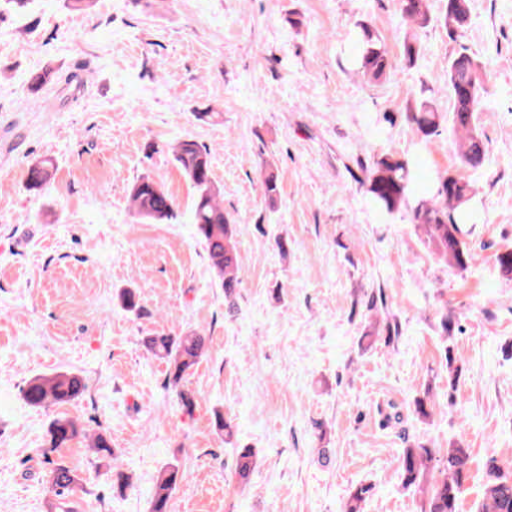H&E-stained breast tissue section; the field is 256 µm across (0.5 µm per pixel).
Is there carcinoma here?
Wrapping results in <instances>:
<instances>
[{
	"label": "carcinoma",
	"mask_w": 512,
	"mask_h": 512,
	"mask_svg": "<svg viewBox=\"0 0 512 512\" xmlns=\"http://www.w3.org/2000/svg\"><path fill=\"white\" fill-rule=\"evenodd\" d=\"M401 13L406 20L425 26L431 22L427 0H401ZM469 18L468 0H448L445 22L455 28L463 27ZM356 63L368 78L379 80L390 73L393 64L386 44L367 25H360L357 34ZM481 66L466 52L461 51L448 61V88L452 99V122L461 132L457 142L462 165L477 169L484 163L486 146L476 131L477 112L482 103L484 87ZM439 111L430 102L410 113L408 119L425 137L438 132ZM174 161L190 181L195 197L192 206V224L207 253L211 268L220 279L224 297L230 298L239 286V251L236 233L230 219L224 214L218 197L220 188L212 174L209 153L193 140L180 141L173 150ZM53 162L43 159L30 166L27 189L40 192L49 182ZM418 183L416 163L390 153L379 156L370 171L367 192L371 205L380 211L392 213L415 196L413 186ZM473 198L469 181L459 174L441 177L430 199H417L412 207V221L421 227L429 244L441 259L457 271H466L475 255L466 247L464 238L470 234L466 223L458 221L462 206ZM134 216L155 224H168L177 217L174 203L168 193L154 179L143 176L132 186L130 193ZM145 346L154 357L167 365L168 387L176 392L186 411H191L194 397L185 389L189 371L205 353L206 338L197 332L180 336L158 334L149 336ZM85 390L78 375L55 372L37 375L23 389L25 402L37 408L61 406L77 399ZM76 422L68 417L55 418L46 433L42 455L57 453L78 436ZM92 449L101 459H113L109 440L97 434ZM469 449L458 443L446 448H405L402 454V485L411 488L420 485L430 473H437L430 484L428 512H459V495L468 472ZM256 454L243 448L237 455L236 471L243 481L253 472ZM488 481L485 484L479 512H512V475L501 471L496 459L486 463ZM182 479L177 465L169 463L161 471L153 486L151 512H168L170 498ZM76 476L62 460L54 462L51 485L59 497L60 512H75L65 506L64 500L73 492ZM372 487L361 485L350 496L347 512H361V504L370 495Z\"/></svg>",
	"instance_id": "obj_1"
}]
</instances>
